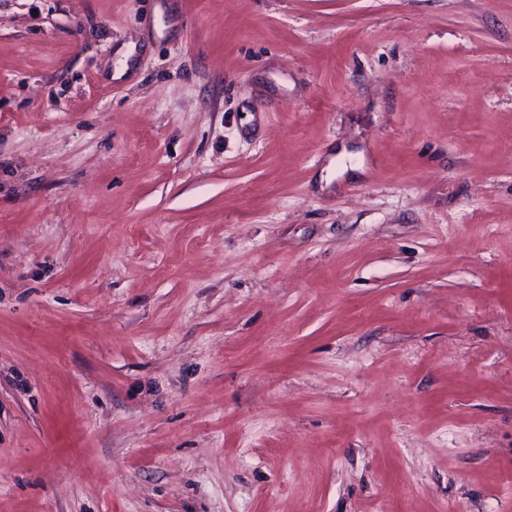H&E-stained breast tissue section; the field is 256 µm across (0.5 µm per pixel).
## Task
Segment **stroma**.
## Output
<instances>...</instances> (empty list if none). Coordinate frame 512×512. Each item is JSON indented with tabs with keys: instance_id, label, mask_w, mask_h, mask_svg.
I'll return each mask as SVG.
<instances>
[{
	"instance_id": "stroma-1",
	"label": "stroma",
	"mask_w": 512,
	"mask_h": 512,
	"mask_svg": "<svg viewBox=\"0 0 512 512\" xmlns=\"http://www.w3.org/2000/svg\"><path fill=\"white\" fill-rule=\"evenodd\" d=\"M0 512H512V0H0Z\"/></svg>"
}]
</instances>
